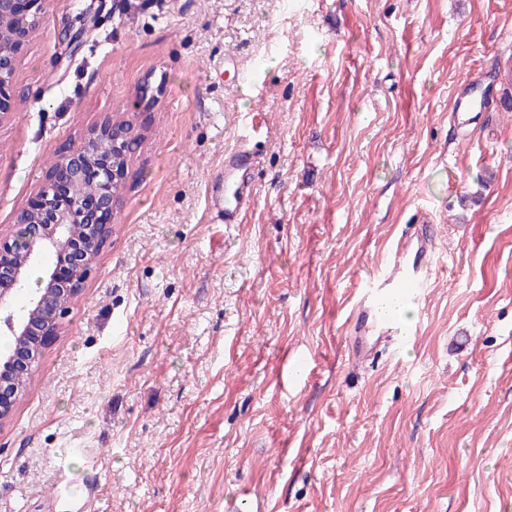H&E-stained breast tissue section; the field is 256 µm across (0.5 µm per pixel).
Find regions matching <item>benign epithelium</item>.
Returning a JSON list of instances; mask_svg holds the SVG:
<instances>
[{"label":"benign epithelium","instance_id":"1","mask_svg":"<svg viewBox=\"0 0 512 512\" xmlns=\"http://www.w3.org/2000/svg\"><path fill=\"white\" fill-rule=\"evenodd\" d=\"M48 0H0V120L11 112L5 91L21 48L34 36ZM139 139L136 118L108 119L80 146L58 157L16 231L0 237V334L14 343L0 356V422L17 405L9 371L29 373L91 273L122 201L128 163ZM46 255L56 258L17 307L13 298Z\"/></svg>","mask_w":512,"mask_h":512}]
</instances>
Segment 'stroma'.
<instances>
[{
    "label": "stroma",
    "instance_id": "obj_1",
    "mask_svg": "<svg viewBox=\"0 0 512 512\" xmlns=\"http://www.w3.org/2000/svg\"><path fill=\"white\" fill-rule=\"evenodd\" d=\"M507 59L512 0H49L0 121V233L112 113L142 138L0 424V512H512ZM246 121L254 205L225 224L206 189ZM426 216L413 343L361 361L359 288Z\"/></svg>",
    "mask_w": 512,
    "mask_h": 512
}]
</instances>
